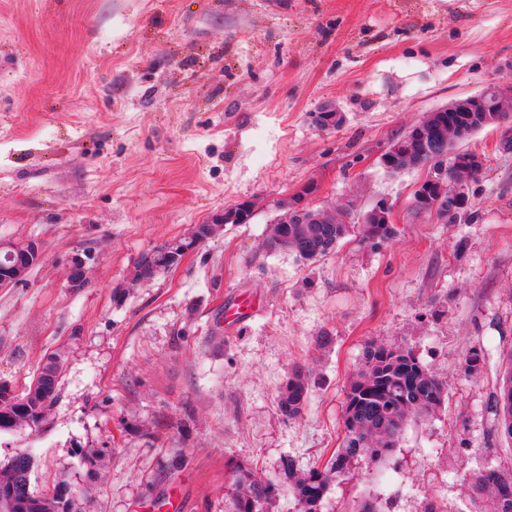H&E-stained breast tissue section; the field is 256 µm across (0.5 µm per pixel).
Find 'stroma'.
<instances>
[{"mask_svg": "<svg viewBox=\"0 0 512 512\" xmlns=\"http://www.w3.org/2000/svg\"><path fill=\"white\" fill-rule=\"evenodd\" d=\"M510 81L512 0H0V240L43 249L0 288V383L24 392L47 355L64 359L40 430L0 434V467L31 452L33 491L67 480L94 512H225L228 463L279 479L285 455L308 468L339 448L373 341L411 348L448 395L384 460L336 478L320 512H472L473 473L512 463L489 410L512 349V153L493 127L462 143L485 170L455 224L412 210L429 168L391 174L380 157ZM327 107L342 125L315 122ZM303 191L354 216L386 201L394 238L267 253L280 201ZM243 202L248 223L130 285L142 257ZM243 292L259 305L227 326ZM473 348L486 359L468 376ZM297 363L315 383L287 420L277 395Z\"/></svg>", "mask_w": 512, "mask_h": 512, "instance_id": "1", "label": "stroma"}]
</instances>
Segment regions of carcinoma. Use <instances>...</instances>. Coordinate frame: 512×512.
Returning <instances> with one entry per match:
<instances>
[{"instance_id": "carcinoma-1", "label": "carcinoma", "mask_w": 512, "mask_h": 512, "mask_svg": "<svg viewBox=\"0 0 512 512\" xmlns=\"http://www.w3.org/2000/svg\"><path fill=\"white\" fill-rule=\"evenodd\" d=\"M448 134V147L464 142L481 130L457 112L438 116ZM300 224H279L276 231L288 239L291 252L317 260L330 254L348 236L354 225L336 217L334 224H319L321 242L315 246L300 233ZM363 239L383 244L392 240L391 224H364ZM505 368L500 373L491 396L496 431L512 443V349L504 356ZM484 355L469 350L461 361V370L474 375L482 370ZM63 369L60 354L48 356L27 391L18 395L7 383H0V433L18 429L38 430L57 401V389ZM312 369L305 364L295 366L277 395V409L287 420L303 415L310 398ZM446 382L423 365L408 349L396 353V347L370 343L366 346L361 369L347 391L342 447L322 467L300 468L292 456L281 463V479L291 484L299 512H320L321 503L336 477L348 472L351 463L361 457L376 462L396 447L406 423L417 416L433 412L444 401ZM32 456L23 453L20 461L10 460L0 468V487L21 485L30 480ZM60 487L71 489L62 499L57 495L28 492L18 496L11 512H89V497L79 488L63 480ZM477 512H512V466L504 467L491 459L470 479ZM231 490L229 512H266L279 495V482L260 475L244 464L229 466Z\"/></svg>"}]
</instances>
